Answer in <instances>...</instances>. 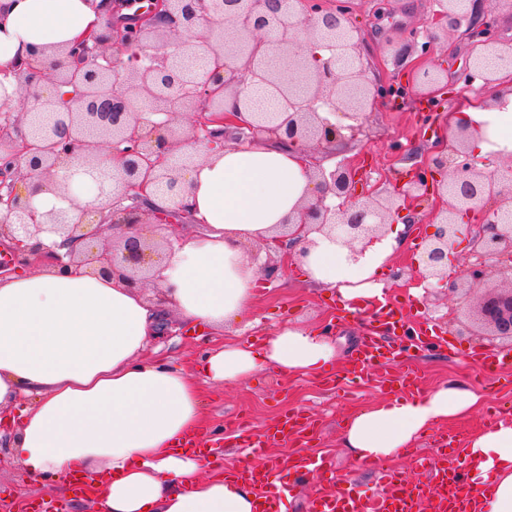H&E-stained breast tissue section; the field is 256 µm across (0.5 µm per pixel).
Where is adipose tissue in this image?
<instances>
[{"label":"adipose tissue","instance_id":"adipose-tissue-1","mask_svg":"<svg viewBox=\"0 0 512 512\" xmlns=\"http://www.w3.org/2000/svg\"><path fill=\"white\" fill-rule=\"evenodd\" d=\"M111 15L109 0H0V111L15 105L17 65L53 70L65 61L64 47L105 28ZM462 126L477 155L512 156V93L468 99L448 118L449 130ZM181 181L203 229L182 236L156 266L163 303L83 267L0 277V410L32 400L22 421L0 432V447L37 480L83 471L96 512H254L252 488L206 474L203 457L177 448L202 425L198 381L141 355L170 313L218 331L241 323L261 278L253 247L270 244L318 183L306 148L281 144L209 151ZM407 236L400 222L351 248L313 232L307 254L292 263L310 284L335 290L346 310L363 309L382 300L380 276ZM335 358L331 337L284 326L261 348L227 344L200 365L204 378L231 383L266 367L308 376ZM478 399L469 384L449 380L419 397L377 402L349 421L341 444L357 461L382 462ZM466 454L473 483L494 488L482 512H512V422L474 438Z\"/></svg>","mask_w":512,"mask_h":512}]
</instances>
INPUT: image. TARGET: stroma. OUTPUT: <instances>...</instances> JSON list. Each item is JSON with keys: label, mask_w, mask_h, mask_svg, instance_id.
<instances>
[{"label": "stroma", "mask_w": 512, "mask_h": 512, "mask_svg": "<svg viewBox=\"0 0 512 512\" xmlns=\"http://www.w3.org/2000/svg\"><path fill=\"white\" fill-rule=\"evenodd\" d=\"M349 17L361 33V50L377 76L400 84H419L424 72L440 74L447 87L433 107L421 101L399 104L377 103L368 112L365 131L355 139H346L336 146L338 158L364 164L371 182L402 183L411 166L429 151L434 135L425 118L442 125L448 120L463 97L459 75L471 57L469 43L454 34L440 41L431 61H420L417 54L398 60L399 50L411 40L413 31L425 28L436 5L434 0H348ZM417 280L387 282L389 297L402 300L418 311V328L446 326L451 349H435L418 357L424 371L426 388H434L454 378L475 386L481 394L479 402L467 412L438 424L436 429L419 436L415 447L431 453L439 445L443 431L458 433L463 443L485 431L491 407L512 408V385L495 381L480 382L475 370L465 365L469 350L483 346L482 337L458 334L450 318L457 311L456 298L428 299L411 297ZM286 324H295L315 331L330 329L338 347L336 371L346 372L352 353L358 348L369 323L365 315L342 311L335 290L308 287L299 268L291 267L282 281L260 284L250 321L239 324L236 331L225 332L224 342H240L261 346L265 337ZM219 338L210 336L206 328L190 330L173 328L159 337L156 345L160 356L170 358L191 374H198L204 351ZM347 390L329 393L321 390L316 378L288 376L276 369L257 371L232 384L208 383L202 387L203 426L224 432L238 416L246 417L255 428L275 423L292 409H301L318 417L319 431L310 450L328 452L336 459V473L359 490L377 488L374 471L361 467L341 446L346 421L370 403L385 396L375 382L348 379ZM35 486V499L57 505L60 512H94L88 501H72L58 495L53 482H34L20 465L0 466V506L19 501L26 486Z\"/></svg>", "instance_id": "stroma-1"}]
</instances>
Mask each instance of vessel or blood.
I'll list each match as a JSON object with an SVG mask.
<instances>
[{"label": "vessel or blood", "instance_id": "b4317fda", "mask_svg": "<svg viewBox=\"0 0 512 512\" xmlns=\"http://www.w3.org/2000/svg\"><path fill=\"white\" fill-rule=\"evenodd\" d=\"M374 324L402 328L403 308L386 303L370 313ZM401 353L382 345L379 337H363L351 359L350 371L356 379L378 376L383 388L391 393L415 395L420 391L419 371L401 369ZM470 362L484 373L498 372L512 366V353L497 349L474 352ZM239 437L245 442L248 453L233 467L224 471L257 491L255 512H280L281 498L285 492L278 484L276 473L287 469L297 479L319 473L322 485L310 498L308 512H480L482 499L492 496L491 488H476L467 483L465 471L467 457L456 450L453 439H446L444 447L435 449L425 464V481L412 483L403 472L386 468L381 472L384 490L374 497L356 495L344 486L336 474V462L327 454H310L318 425L316 419L303 412L283 415L274 425L254 431L249 420L240 419L236 425ZM284 441L297 449L296 454L281 461L266 454L269 442ZM185 445L207 457L222 458L224 445L219 438H187Z\"/></svg>", "mask_w": 512, "mask_h": 512}]
</instances>
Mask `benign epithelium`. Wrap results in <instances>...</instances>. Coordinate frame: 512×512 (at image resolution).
<instances>
[{"mask_svg":"<svg viewBox=\"0 0 512 512\" xmlns=\"http://www.w3.org/2000/svg\"><path fill=\"white\" fill-rule=\"evenodd\" d=\"M485 2L436 0L430 27L422 31L420 55H432L440 38L462 29L481 46L463 70L464 81L493 88L501 80L484 70L482 58L493 53L511 67L512 44L496 36V17ZM360 44L346 7L325 0H294L286 13L277 0H153L136 22L114 21L65 48L70 64L49 74L21 69L19 111L0 113V187L6 188L0 193V238L12 240L21 266L36 255L59 270L78 263L131 285L148 281L158 249L173 247L172 218L189 213L184 202L170 211L143 209L148 194L162 182L172 197H180L182 169L171 160L182 157L192 165L218 144L250 142L260 135L275 143L326 148L356 136L367 110L388 99L391 87L371 74ZM319 49L329 53L327 60ZM272 52L282 55L279 69L266 64ZM121 55L129 56V63L119 61ZM200 55L212 61L203 77L160 83V77ZM46 80L72 86L78 94L48 95L41 90ZM258 83L282 98L286 109L272 117L250 112L246 118L224 111L227 93L246 106ZM140 99L151 103L150 114L163 119L148 120L138 109ZM324 108L337 120L320 116ZM178 114L191 116L188 128L175 126ZM345 119L350 124H343ZM455 139L450 147L448 131L438 132L431 155L406 182L394 186L368 185L366 170L346 160L329 172L313 169L323 190L301 209L296 232L277 236L267 251L278 252L282 239L294 235L305 254L312 244L307 234L313 230L350 246L404 218L410 203L434 196L442 202L429 218L437 225L434 234L422 240L410 268H393L390 278L408 273L428 283L434 294L448 286V293L463 301L465 317L478 335L492 343H512V223L503 219L512 211V159L488 175L467 150V130L460 129ZM105 153L115 160L110 171L103 167ZM33 176L54 182L70 203L74 183L90 179L97 194L82 217L106 212L112 225L124 227V236L110 241L103 236L109 225L75 223L68 209L41 213L31 197L7 183L10 177ZM330 196L339 203L327 202ZM475 213L482 220L470 233L475 260L463 263L457 240L463 223ZM147 223L159 230L158 241L144 234ZM41 233L80 249L63 256L39 241L28 244ZM289 261L286 254L270 258L262 267V280L270 282L285 272Z\"/></svg>","mask_w":512,"mask_h":512,"instance_id":"7a95c632","label":"benign epithelium"}]
</instances>
